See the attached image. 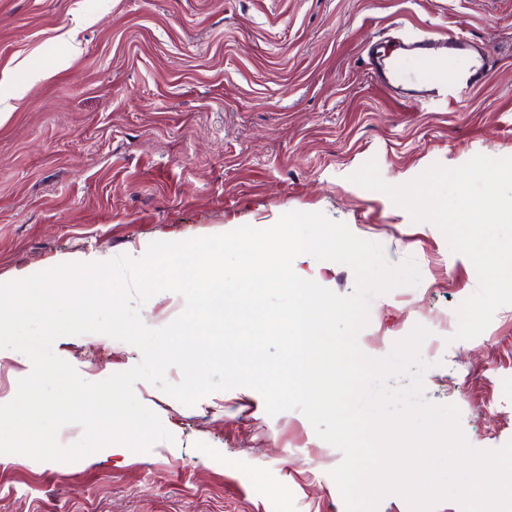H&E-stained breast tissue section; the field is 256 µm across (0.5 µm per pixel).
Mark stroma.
<instances>
[{
	"label": "stroma",
	"mask_w": 512,
	"mask_h": 512,
	"mask_svg": "<svg viewBox=\"0 0 512 512\" xmlns=\"http://www.w3.org/2000/svg\"><path fill=\"white\" fill-rule=\"evenodd\" d=\"M457 30L494 63L460 102L405 112L370 81L383 38ZM1 96L0 282L320 212L422 274L372 299L362 351L384 356L426 327V399L458 406L472 446L512 442V305L455 339L473 263L350 180L372 159L400 185L436 163L512 157V0H0ZM294 268L354 289L346 265L307 255ZM53 351L89 382L141 358L92 333ZM134 393L171 440L73 462L0 455V512H346L331 476L342 454L302 412L268 415L246 387L191 407L145 381Z\"/></svg>",
	"instance_id": "35a3bbf8"
}]
</instances>
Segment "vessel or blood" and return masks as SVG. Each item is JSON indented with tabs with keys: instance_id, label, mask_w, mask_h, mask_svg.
Listing matches in <instances>:
<instances>
[{
	"instance_id": "b4317fda",
	"label": "vessel or blood",
	"mask_w": 512,
	"mask_h": 512,
	"mask_svg": "<svg viewBox=\"0 0 512 512\" xmlns=\"http://www.w3.org/2000/svg\"><path fill=\"white\" fill-rule=\"evenodd\" d=\"M400 53L397 59L387 55L378 57L369 69L373 79L391 93L406 111L416 109L430 97L439 94L440 90L454 92L482 85L493 67L488 54L461 31L440 37L420 35L403 44ZM406 56L424 58L435 70L448 73V80L422 89L403 88L400 78L402 59Z\"/></svg>"
}]
</instances>
